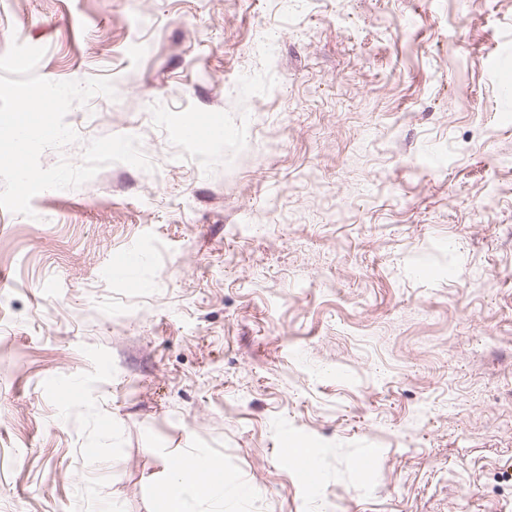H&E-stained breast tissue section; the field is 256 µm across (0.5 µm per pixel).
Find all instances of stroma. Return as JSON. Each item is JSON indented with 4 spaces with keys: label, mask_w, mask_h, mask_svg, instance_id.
Segmentation results:
<instances>
[{
    "label": "stroma",
    "mask_w": 512,
    "mask_h": 512,
    "mask_svg": "<svg viewBox=\"0 0 512 512\" xmlns=\"http://www.w3.org/2000/svg\"><path fill=\"white\" fill-rule=\"evenodd\" d=\"M15 40L118 94L43 167L154 169L0 209V512H156L186 453L224 512H512V0H0Z\"/></svg>",
    "instance_id": "obj_1"
}]
</instances>
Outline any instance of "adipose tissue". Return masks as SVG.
Here are the masks:
<instances>
[{"label":"adipose tissue","mask_w":512,"mask_h":512,"mask_svg":"<svg viewBox=\"0 0 512 512\" xmlns=\"http://www.w3.org/2000/svg\"><path fill=\"white\" fill-rule=\"evenodd\" d=\"M169 478L161 488L160 512H187L192 499H209L223 503L226 493L224 483L214 478L213 464L209 459L188 454L170 461Z\"/></svg>","instance_id":"1"}]
</instances>
